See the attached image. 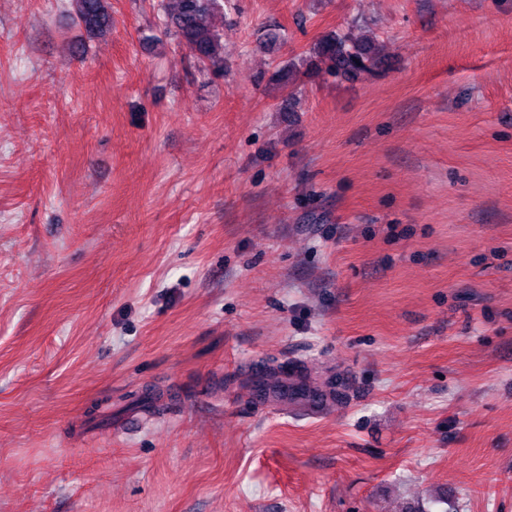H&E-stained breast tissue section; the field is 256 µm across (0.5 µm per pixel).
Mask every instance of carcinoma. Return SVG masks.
Instances as JSON below:
<instances>
[{
	"label": "carcinoma",
	"instance_id": "1",
	"mask_svg": "<svg viewBox=\"0 0 512 512\" xmlns=\"http://www.w3.org/2000/svg\"><path fill=\"white\" fill-rule=\"evenodd\" d=\"M78 24L88 35L98 37L112 31L109 0H70ZM224 10V0H161V34L172 36L200 65V72L213 78L224 77L222 34L211 24V17ZM384 59L372 41L354 42L345 36L329 34L309 49L302 66L308 75L330 74L350 80L374 75Z\"/></svg>",
	"mask_w": 512,
	"mask_h": 512
}]
</instances>
